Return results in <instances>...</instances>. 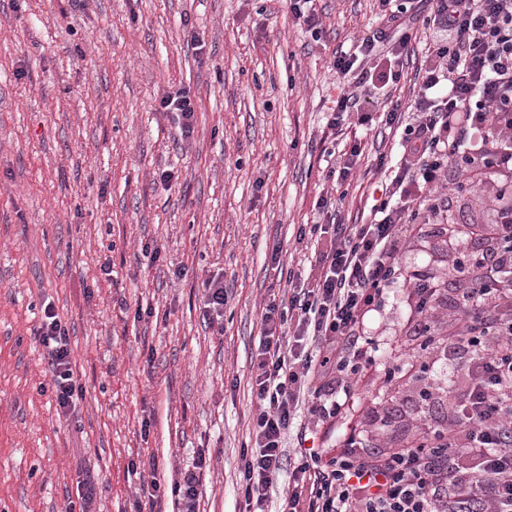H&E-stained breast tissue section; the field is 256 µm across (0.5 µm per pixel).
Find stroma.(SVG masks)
I'll use <instances>...</instances> for the list:
<instances>
[{
	"label": "stroma",
	"mask_w": 512,
	"mask_h": 512,
	"mask_svg": "<svg viewBox=\"0 0 512 512\" xmlns=\"http://www.w3.org/2000/svg\"><path fill=\"white\" fill-rule=\"evenodd\" d=\"M315 8L317 40L286 0H0V512H64L86 475L96 512H138L129 465L168 477L202 450L212 461L197 512H237L267 291L314 268L317 236L296 234L325 223L321 198L338 221L362 222L376 157L394 144L382 103L370 125L331 123L330 61L376 28L379 0ZM179 92L196 108L189 138L160 107ZM354 145L359 168L343 185L328 172ZM458 180L449 164L445 211L408 242L404 270H447L449 254L470 251L464 228L491 223L488 197ZM210 278L227 291L220 332L201 300ZM47 301L74 350L72 418L56 410L36 337ZM141 305L154 317L136 318ZM413 326L396 282L367 320L371 363L345 417L317 445L334 450L353 431L380 448L411 436L416 390L385 369L411 355ZM466 380L458 354L433 358L430 417H447Z\"/></svg>",
	"instance_id": "35a3bbf8"
}]
</instances>
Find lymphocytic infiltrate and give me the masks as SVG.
Listing matches in <instances>:
<instances>
[{
	"label": "lymphocytic infiltrate",
	"instance_id": "1",
	"mask_svg": "<svg viewBox=\"0 0 512 512\" xmlns=\"http://www.w3.org/2000/svg\"><path fill=\"white\" fill-rule=\"evenodd\" d=\"M383 10L378 26L350 55L334 57L337 118L357 124L370 115L359 101L375 82L396 84L411 42L409 9ZM432 37L419 89L408 105L392 103L383 119L401 133L398 161L379 156L382 194L366 222L331 224L303 282L288 281L262 308L252 361L253 429L240 454L238 512H266L273 482L288 472L279 512H512V0H432L422 20ZM389 41V65L379 70L377 45ZM464 154L471 188L497 184L496 219L478 236V258L452 303L461 316L448 326V346L467 364L464 389L448 404L444 448L428 438L431 421H415L422 437L411 448L363 453L355 439L336 455L306 447L308 428L332 425L343 403L327 387L341 380L350 393L369 364L362 345L365 319L379 310L401 269L409 239L439 211V185L449 162ZM49 354L51 390L61 415L81 393L68 331L53 304L37 330ZM307 425H298L300 414ZM295 432L300 449L285 457ZM209 465L198 456L172 484L156 470L141 478L150 504L174 495L196 512Z\"/></svg>",
	"mask_w": 512,
	"mask_h": 512
}]
</instances>
